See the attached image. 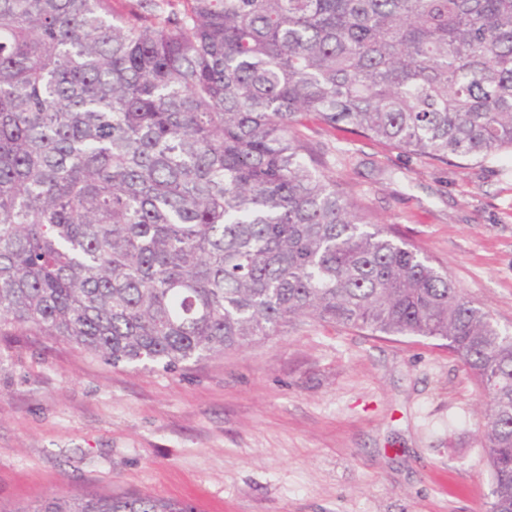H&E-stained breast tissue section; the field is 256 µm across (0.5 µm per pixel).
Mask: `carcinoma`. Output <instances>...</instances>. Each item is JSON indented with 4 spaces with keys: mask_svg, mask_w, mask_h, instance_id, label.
Returning a JSON list of instances; mask_svg holds the SVG:
<instances>
[{
    "mask_svg": "<svg viewBox=\"0 0 512 512\" xmlns=\"http://www.w3.org/2000/svg\"><path fill=\"white\" fill-rule=\"evenodd\" d=\"M310 119L443 163L511 153L512 0H0V336L169 371L302 319L444 341L512 512V336L319 170Z\"/></svg>",
    "mask_w": 512,
    "mask_h": 512,
    "instance_id": "cac0c4a2",
    "label": "carcinoma"
}]
</instances>
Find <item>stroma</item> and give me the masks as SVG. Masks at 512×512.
<instances>
[{
  "instance_id": "obj_1",
  "label": "stroma",
  "mask_w": 512,
  "mask_h": 512,
  "mask_svg": "<svg viewBox=\"0 0 512 512\" xmlns=\"http://www.w3.org/2000/svg\"><path fill=\"white\" fill-rule=\"evenodd\" d=\"M351 199L512 334V155L441 163L310 124ZM487 399L440 341L303 319L181 370L0 338V512L60 489L195 512H490Z\"/></svg>"
}]
</instances>
